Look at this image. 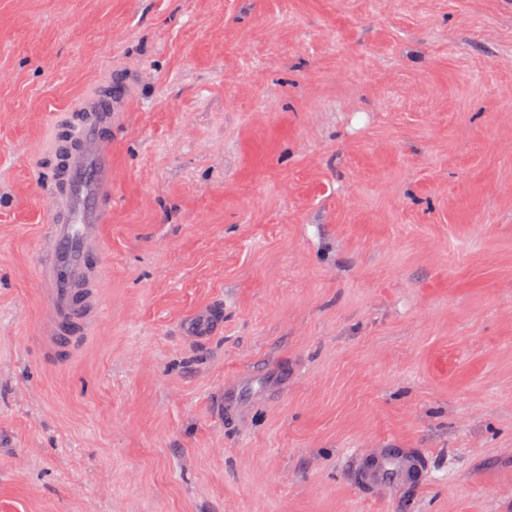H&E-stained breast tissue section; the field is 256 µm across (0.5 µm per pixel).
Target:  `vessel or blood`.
<instances>
[{
    "label": "vessel or blood",
    "instance_id": "b4317fda",
    "mask_svg": "<svg viewBox=\"0 0 512 512\" xmlns=\"http://www.w3.org/2000/svg\"><path fill=\"white\" fill-rule=\"evenodd\" d=\"M130 101L127 86L110 82L97 85L82 100L80 109L91 118L78 128V145L70 149L61 174L45 187L48 221L42 227L38 277L41 334L53 355L65 351L103 310L95 282L103 258V226L112 219V139L125 125ZM220 319V308L200 309L190 330L197 338L210 336ZM282 384L275 372L227 377L215 397L216 414L243 420L251 402L271 397ZM419 469L418 458L408 452L373 454L365 462L362 481H406Z\"/></svg>",
    "mask_w": 512,
    "mask_h": 512
}]
</instances>
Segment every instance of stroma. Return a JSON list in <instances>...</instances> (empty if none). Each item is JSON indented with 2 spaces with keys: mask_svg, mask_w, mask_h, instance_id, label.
I'll use <instances>...</instances> for the list:
<instances>
[{
  "mask_svg": "<svg viewBox=\"0 0 512 512\" xmlns=\"http://www.w3.org/2000/svg\"><path fill=\"white\" fill-rule=\"evenodd\" d=\"M111 78L107 309L50 359L41 188ZM244 369L288 385L219 422ZM90 506L512 512V0H0V512ZM221 319L220 307L202 308L191 319L190 330L195 338H205L213 334ZM362 474L364 484L382 483L385 478L407 481L420 470L419 459L409 453L369 454Z\"/></svg>",
  "mask_w": 512,
  "mask_h": 512,
  "instance_id": "stroma-1",
  "label": "stroma"
}]
</instances>
